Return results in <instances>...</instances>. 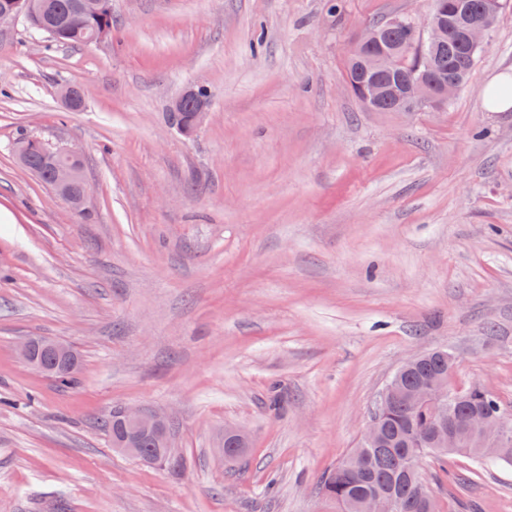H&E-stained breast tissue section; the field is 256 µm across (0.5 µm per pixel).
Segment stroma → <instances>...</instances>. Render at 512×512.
<instances>
[{"mask_svg": "<svg viewBox=\"0 0 512 512\" xmlns=\"http://www.w3.org/2000/svg\"><path fill=\"white\" fill-rule=\"evenodd\" d=\"M431 0H112L107 39L0 28V512H336L322 476L361 441L409 355L512 410V4L442 110L373 112L349 91L361 29ZM79 87L82 109L60 85ZM211 102L192 139L167 119ZM78 147V213L14 153ZM73 346L68 388L16 353ZM168 416L179 463L113 450V407ZM248 447L224 460V429ZM425 462L442 512H512V467L470 493ZM206 92L203 89H197ZM194 88L186 89L178 97L174 98L169 105V116L171 123L176 130L184 137H192L202 127L208 115L209 99L200 96ZM193 106L188 107V103ZM22 138L26 139L19 140L14 147L16 158L24 167L31 169L35 173H39L40 166L34 163V150L41 142V139L30 136H24Z\"/></svg>", "mask_w": 512, "mask_h": 512, "instance_id": "obj_1", "label": "stroma"}]
</instances>
